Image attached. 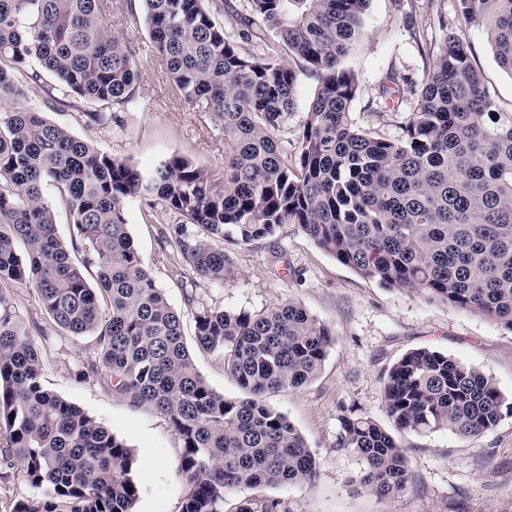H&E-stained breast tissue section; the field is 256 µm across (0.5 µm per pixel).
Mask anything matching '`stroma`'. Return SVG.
<instances>
[{
    "instance_id": "1",
    "label": "stroma",
    "mask_w": 512,
    "mask_h": 512,
    "mask_svg": "<svg viewBox=\"0 0 512 512\" xmlns=\"http://www.w3.org/2000/svg\"><path fill=\"white\" fill-rule=\"evenodd\" d=\"M457 5V0H371L365 37L344 61L360 85L351 108L358 126L386 138L399 135L405 115L380 98L379 85L393 68L420 81L431 62L430 46L443 37L437 23L441 15L450 28L462 31L501 106H512V74L496 63L480 24L458 22ZM103 16L112 35L136 52L141 71L136 107L124 113L120 127L87 125L83 113L91 105L84 101L46 111L48 119L141 167L179 154L201 166L222 168L223 135L174 90L143 20L110 4ZM125 216L145 266L183 319L184 340L197 372L213 390L229 398L245 396L225 372L222 357L197 347L193 315L199 308L258 311L291 300L323 323L334 339L311 383L266 398L316 455L318 478L311 484L261 487L253 497L280 500L287 512H512V417L468 441L446 430L398 435L411 480L404 492L391 497L356 485L365 463L338 445L340 419L352 410L391 428L382 401L384 375L415 348L432 347L475 366L492 375L512 399V330L480 314L430 304L415 292L364 279L294 224L281 225L273 237L248 245L225 243L238 273L224 284L210 283L189 274L175 245L176 215L148 211L134 197L125 203ZM6 293L27 323L49 330L41 346L45 386L133 448L140 487L135 512H179L185 491L175 470L180 441L166 419L150 408L117 400L99 381L79 380V370L94 353L92 337L51 329L35 290L12 286Z\"/></svg>"
}]
</instances>
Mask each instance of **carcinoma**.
I'll return each instance as SVG.
<instances>
[{
	"instance_id": "1",
	"label": "carcinoma",
	"mask_w": 512,
	"mask_h": 512,
	"mask_svg": "<svg viewBox=\"0 0 512 512\" xmlns=\"http://www.w3.org/2000/svg\"><path fill=\"white\" fill-rule=\"evenodd\" d=\"M103 2L0 0V103L24 96L16 75L36 84L48 72L58 81L47 90L48 108L69 98L104 105L84 113L98 125L131 110L141 72L108 31ZM369 2L251 0L254 18L244 26L274 38L254 54L216 21L224 0H124L126 12L143 16L171 84L224 135L220 171L182 155L141 169L42 112L0 113V284L35 289L56 328L94 337L81 379L166 418L180 440L179 512H224L232 495L234 512H283L280 500L243 492L316 480L314 453L265 397L314 380L333 339L294 301L258 312L202 308L193 317L197 345L223 356L248 397L210 388L184 343L181 316L130 236L128 198L180 218L176 241L195 278L222 284L235 274L217 243L246 245L295 224L365 279L512 331V109L486 86L464 35L450 31L420 82L391 70L379 87L382 97L413 101L401 135L355 127L359 82L342 60L364 37ZM458 7L465 22L486 28L497 63L512 73V0H458ZM302 74L318 89L288 154L279 132L296 108ZM48 185L73 225L68 243L57 235ZM382 399L404 434L444 429L468 440L512 415L491 375L429 347L392 364ZM0 437V457L16 461L37 491L15 512H134L133 449L45 388L38 336L1 291ZM339 446L364 460L361 487L378 497L406 489L405 453L373 418L342 417Z\"/></svg>"
}]
</instances>
